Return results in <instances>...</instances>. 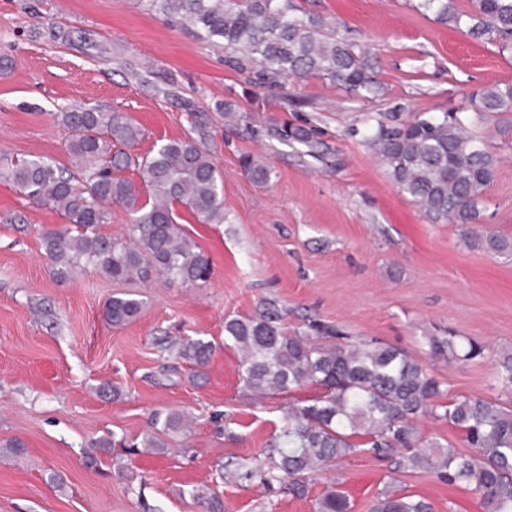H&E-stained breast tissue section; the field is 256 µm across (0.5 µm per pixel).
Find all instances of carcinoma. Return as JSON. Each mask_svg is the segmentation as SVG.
<instances>
[{
  "label": "carcinoma",
  "instance_id": "cac0c4a2",
  "mask_svg": "<svg viewBox=\"0 0 512 512\" xmlns=\"http://www.w3.org/2000/svg\"><path fill=\"white\" fill-rule=\"evenodd\" d=\"M169 23H187L203 42H224L243 52L239 68L256 66L261 75L288 82L328 79L349 95L377 93L370 50L336 35L325 18L299 10L293 0H149ZM416 8L434 20L467 29L472 38L512 51V0H475L474 12L460 13L452 0H418ZM512 115V82L474 90L467 104L434 115L378 112L366 118L362 142L386 167L399 192L433 223L461 226L462 239L489 253L512 250V240L482 223L486 194L497 158L487 140L471 127L470 113ZM68 131L67 151L76 171L45 158L0 160V181L59 214L64 225L43 228L39 237L53 276L67 281L91 269L113 281L150 283L163 279L190 285L208 280L211 261L185 232L178 212L185 206L204 224L224 223L222 174L201 140L168 139L149 154L131 148L143 129L120 112L74 108L55 113ZM289 141L312 147L318 130L284 127ZM242 166L250 178L266 183L272 169L252 156ZM137 172L135 180L123 175ZM132 218L124 237L104 234L110 207ZM143 300L112 297L105 319L120 326L141 311ZM288 311L268 301L249 316L224 321V344L241 352L240 376L262 398L320 389L313 399L290 405L282 431L249 462L222 466L218 478L257 481L292 497L308 494L312 475L335 467L350 454L367 453L391 461L393 470L423 468L449 486L463 485L480 498L485 512H512V400L480 395H450L424 361L371 340L340 341L336 328L312 319L303 330H288ZM155 344L194 368L207 366L211 341L155 337ZM434 355L467 360L481 347H455L448 338H427ZM432 418L463 432L471 451L460 452L434 438H423L418 421ZM185 427L178 412L155 416L142 440L162 452L164 437ZM192 498L206 512H224L210 488ZM347 496L326 492L318 512H349ZM369 512H433L422 497L387 487Z\"/></svg>",
  "mask_w": 512,
  "mask_h": 512
}]
</instances>
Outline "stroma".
<instances>
[{"label": "stroma", "instance_id": "1", "mask_svg": "<svg viewBox=\"0 0 512 512\" xmlns=\"http://www.w3.org/2000/svg\"><path fill=\"white\" fill-rule=\"evenodd\" d=\"M336 24L340 36L370 47L376 96L348 97L320 78L279 87L239 70L223 46L167 25L148 0H0V158L37 156L74 168L57 111L96 108L139 123L149 153L159 140L202 139L223 173L224 221L183 213L186 233L212 264L207 282H113L86 271L60 282L50 272L39 227L61 224L53 210L0 183V442L22 440L25 455L0 456V512H202L191 497L205 484L224 512H317L330 488L345 491L349 512H368L390 485L428 499L435 512L467 499L423 469L393 472L367 454L318 473L307 498L259 483L219 481L228 459L261 453L282 427L289 398H256L238 376L239 354L224 345V321L253 314L266 299L287 308L288 324L315 318L350 341L363 338L425 359L452 395L512 399L496 377L512 352V256L463 244L458 225L431 223L400 193L354 130L368 112L439 113L475 88L512 81V52L434 21L416 0H295ZM65 39L52 41L48 27ZM244 117L225 125V102ZM306 119L318 145L283 141L275 122ZM501 120L474 118L497 156L484 221L512 239V135ZM273 169L254 184L243 155ZM29 229L18 232L14 216ZM140 295L133 321L116 327L103 309L112 295ZM451 332L481 355L447 361L429 355L426 337ZM215 344L204 376L170 358L158 336ZM114 385L121 395L101 397ZM193 416L165 452L124 451L154 414ZM120 440L96 468L84 464L90 438ZM59 472L64 489L47 485Z\"/></svg>", "mask_w": 512, "mask_h": 512}]
</instances>
